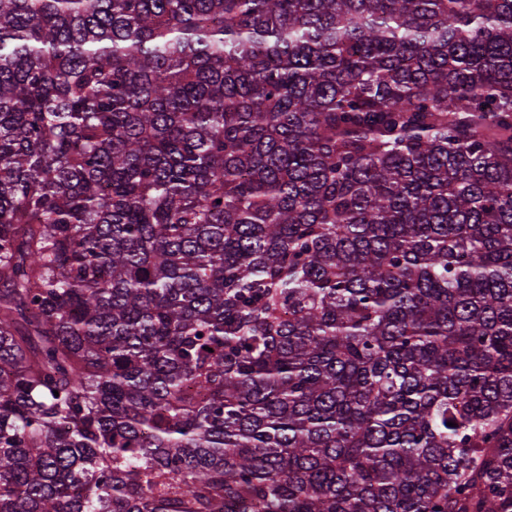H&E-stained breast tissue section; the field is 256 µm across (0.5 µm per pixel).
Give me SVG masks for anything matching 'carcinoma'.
Listing matches in <instances>:
<instances>
[{
    "mask_svg": "<svg viewBox=\"0 0 512 512\" xmlns=\"http://www.w3.org/2000/svg\"><path fill=\"white\" fill-rule=\"evenodd\" d=\"M0 512H512V0H0Z\"/></svg>",
    "mask_w": 512,
    "mask_h": 512,
    "instance_id": "1",
    "label": "carcinoma"
}]
</instances>
